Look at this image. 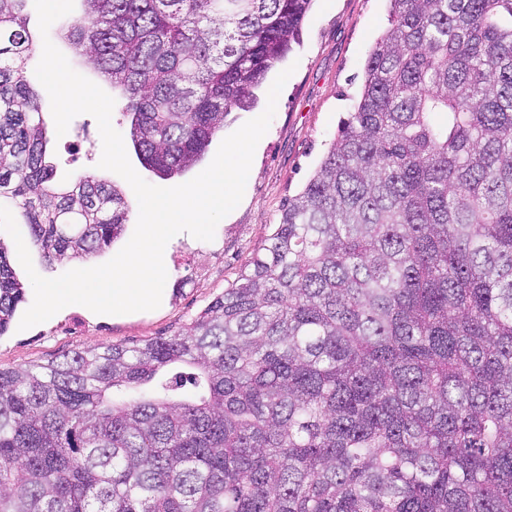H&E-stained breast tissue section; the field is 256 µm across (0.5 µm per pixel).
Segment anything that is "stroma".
<instances>
[{"instance_id":"35a3bbf8","label":"stroma","mask_w":512,"mask_h":512,"mask_svg":"<svg viewBox=\"0 0 512 512\" xmlns=\"http://www.w3.org/2000/svg\"><path fill=\"white\" fill-rule=\"evenodd\" d=\"M388 0H314L299 40L282 61L292 74L259 141L244 196L217 225L212 241L181 233L164 251L163 304L152 311L103 315L70 305L44 323L20 330L11 321L0 336V368H9L101 344L132 347L173 334L232 284L274 231L283 206L313 173L347 118L363 82L366 58L388 26ZM59 182L99 171L98 124L89 114L70 122L48 146Z\"/></svg>"}]
</instances>
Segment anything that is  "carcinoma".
<instances>
[{
	"mask_svg": "<svg viewBox=\"0 0 512 512\" xmlns=\"http://www.w3.org/2000/svg\"><path fill=\"white\" fill-rule=\"evenodd\" d=\"M0 0V202L50 264L128 221L47 160ZM74 58L158 177L201 161L312 0H85ZM363 90L237 280L171 336L0 368V512H512V0H389ZM25 289L0 240V335ZM192 386V394L184 392Z\"/></svg>",
	"mask_w": 512,
	"mask_h": 512,
	"instance_id": "cac0c4a2",
	"label": "carcinoma"
}]
</instances>
